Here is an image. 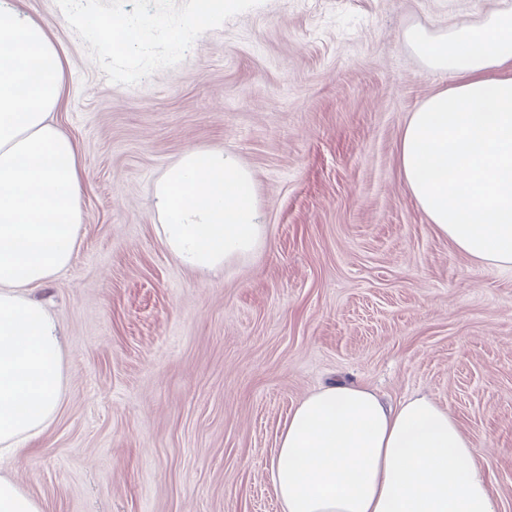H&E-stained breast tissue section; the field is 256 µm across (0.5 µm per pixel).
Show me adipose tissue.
Here are the masks:
<instances>
[{"mask_svg":"<svg viewBox=\"0 0 512 512\" xmlns=\"http://www.w3.org/2000/svg\"><path fill=\"white\" fill-rule=\"evenodd\" d=\"M406 38L451 84L406 124L405 183L457 249L512 268V8ZM64 92L47 29L0 0V464L16 463L60 406L61 328L29 290L69 265L84 221L79 152L53 117ZM154 197L163 242L187 269L263 243L252 173L233 154L188 148ZM271 477L282 512H501L478 448L431 396L393 408L343 380L291 412Z\"/></svg>","mask_w":512,"mask_h":512,"instance_id":"ef3b65f1","label":"adipose tissue"}]
</instances>
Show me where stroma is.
I'll return each instance as SVG.
<instances>
[{
  "instance_id": "35a3bbf8",
  "label": "stroma",
  "mask_w": 512,
  "mask_h": 512,
  "mask_svg": "<svg viewBox=\"0 0 512 512\" xmlns=\"http://www.w3.org/2000/svg\"><path fill=\"white\" fill-rule=\"evenodd\" d=\"M68 60L57 119L86 173L69 266L32 288L66 338L49 429L7 474L43 512H282L270 461L291 411L345 379L431 395L512 512V269L430 224L398 168L448 87L406 42L512 0H15ZM142 37L116 52L108 27ZM208 146L251 170L252 256L181 267L154 188Z\"/></svg>"
}]
</instances>
